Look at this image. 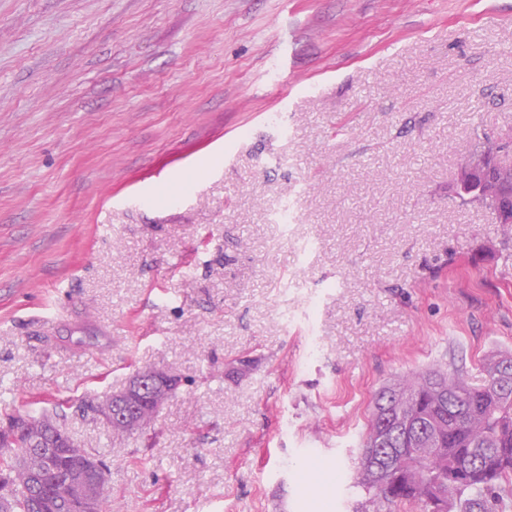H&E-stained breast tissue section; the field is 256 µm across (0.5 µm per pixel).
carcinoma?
I'll list each match as a JSON object with an SVG mask.
<instances>
[{
    "instance_id": "obj_1",
    "label": "carcinoma",
    "mask_w": 512,
    "mask_h": 512,
    "mask_svg": "<svg viewBox=\"0 0 512 512\" xmlns=\"http://www.w3.org/2000/svg\"><path fill=\"white\" fill-rule=\"evenodd\" d=\"M471 386L432 370L374 395L361 448L359 484L371 502L408 503L417 512H497L512 506V354L483 364ZM13 439L0 433V512H104L66 496L67 483L100 461L59 427L51 448L27 447L24 419Z\"/></svg>"
}]
</instances>
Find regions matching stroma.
Masks as SVG:
<instances>
[{"label":"stroma","mask_w":512,"mask_h":512,"mask_svg":"<svg viewBox=\"0 0 512 512\" xmlns=\"http://www.w3.org/2000/svg\"><path fill=\"white\" fill-rule=\"evenodd\" d=\"M508 135L512 0H0V417L112 512H373L376 391L512 353V224L452 193ZM149 366L144 430L81 409Z\"/></svg>","instance_id":"1"}]
</instances>
